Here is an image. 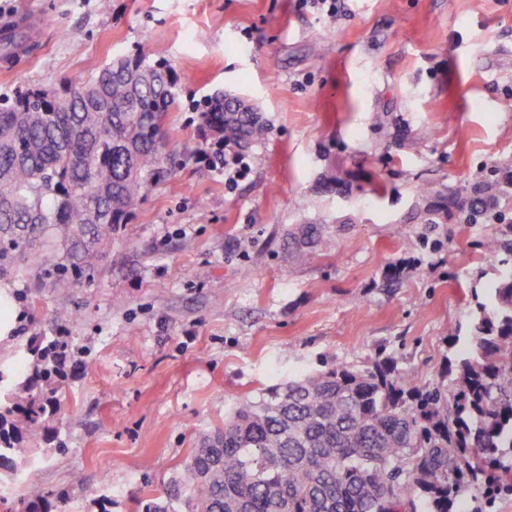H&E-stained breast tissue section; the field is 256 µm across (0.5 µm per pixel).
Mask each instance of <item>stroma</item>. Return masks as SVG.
Segmentation results:
<instances>
[{"label": "stroma", "mask_w": 512, "mask_h": 512, "mask_svg": "<svg viewBox=\"0 0 512 512\" xmlns=\"http://www.w3.org/2000/svg\"><path fill=\"white\" fill-rule=\"evenodd\" d=\"M41 18L35 49L0 60V94L85 80L148 55L179 82L163 131L168 172L115 235L95 284L67 300L8 284L19 316L0 342L15 375L30 336L54 335L60 303L83 369L54 423L64 451L34 441L0 479L15 512L38 474L65 512H141L203 433L239 400L387 350L436 381L498 262L481 241L505 225L420 224V187L459 198L512 158V0H0ZM248 99L264 140L225 144L233 188L209 166L197 107ZM343 183L327 191L323 177ZM320 237L303 243L302 224Z\"/></svg>", "instance_id": "stroma-1"}]
</instances>
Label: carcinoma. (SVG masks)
Listing matches in <instances>:
<instances>
[{"mask_svg": "<svg viewBox=\"0 0 512 512\" xmlns=\"http://www.w3.org/2000/svg\"><path fill=\"white\" fill-rule=\"evenodd\" d=\"M176 79L139 54L105 64L72 94L66 79L0 96V281L30 277L59 297L91 286L112 236L164 177L163 122ZM258 113L217 94L198 136L254 143ZM512 181L488 179L459 208L465 224L497 218ZM465 346L438 381L418 387L389 356L344 363L244 398L186 461L181 488L143 512H494L512 494V264L469 316ZM81 364L67 336L35 335L25 374L0 395V470L15 471L30 434L52 425L68 373ZM31 487L17 512H61Z\"/></svg>", "mask_w": 512, "mask_h": 512, "instance_id": "1", "label": "carcinoma"}]
</instances>
